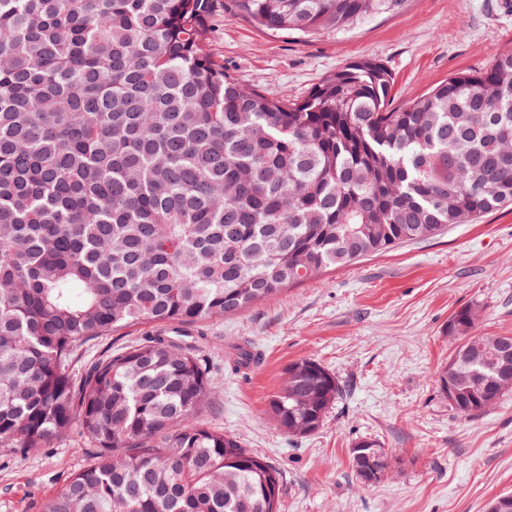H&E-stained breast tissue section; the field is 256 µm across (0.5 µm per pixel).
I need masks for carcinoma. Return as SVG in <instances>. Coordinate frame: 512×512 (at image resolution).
Segmentation results:
<instances>
[{"label":"carcinoma","mask_w":512,"mask_h":512,"mask_svg":"<svg viewBox=\"0 0 512 512\" xmlns=\"http://www.w3.org/2000/svg\"><path fill=\"white\" fill-rule=\"evenodd\" d=\"M215 0H0V448L77 430L101 454L49 512H280L282 473L196 416L217 380L169 336L333 267L512 207V48L392 106L362 58L301 100L246 89L209 51ZM406 0H234L272 31H345ZM448 318L450 411L512 394V336ZM160 330L74 373L116 329ZM341 393L285 369L277 427L308 436ZM373 486L376 439L350 449Z\"/></svg>","instance_id":"obj_1"}]
</instances>
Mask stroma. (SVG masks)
<instances>
[{"mask_svg": "<svg viewBox=\"0 0 512 512\" xmlns=\"http://www.w3.org/2000/svg\"><path fill=\"white\" fill-rule=\"evenodd\" d=\"M512 48V0H407L355 29L303 39L254 24L216 0L209 49L226 73L290 100L344 65L374 58L400 106ZM478 309L475 330L512 336V209L398 245L198 325L200 353L223 383L197 415L281 470V512H487L512 494V395L478 415L453 413L436 384L453 349L452 312ZM257 362L229 367L231 346ZM313 358L343 384L319 431H280L268 403L289 363ZM378 439L395 458L381 482L351 474L350 449ZM98 453L78 434L21 452L0 448V512H48L51 497Z\"/></svg>", "mask_w": 512, "mask_h": 512, "instance_id": "35a3bbf8", "label": "stroma"}]
</instances>
